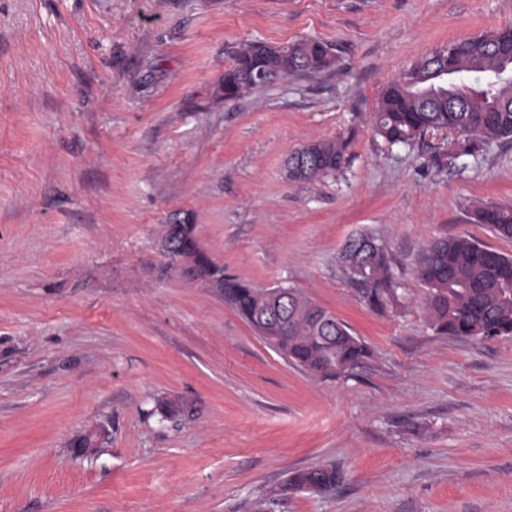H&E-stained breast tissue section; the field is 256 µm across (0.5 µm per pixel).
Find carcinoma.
<instances>
[{"mask_svg": "<svg viewBox=\"0 0 512 512\" xmlns=\"http://www.w3.org/2000/svg\"><path fill=\"white\" fill-rule=\"evenodd\" d=\"M448 65L454 76L448 83L425 79L433 57H425L383 90L372 124L377 135L390 145H410L431 130L454 136L452 149L434 155L432 164L441 168L457 157L474 156L483 145L512 138V80H495L512 65V28L493 30L451 44ZM336 56L320 41L303 39L282 46L265 42L243 45L219 86L226 101L241 97L260 86L250 74L264 75L268 82L290 75L322 72L333 68ZM351 136L307 144L295 153L297 165H287L288 179L308 182L342 170L348 162ZM474 219L499 237L512 239V207L486 205L474 210ZM369 239L376 245L356 265L349 248L342 255L344 271L367 305L384 312L402 306L393 260L382 242L360 233L348 242ZM178 251L194 257L197 271L209 278L219 295L247 323L261 304L262 290L224 275V265L199 246L196 225L181 224L177 230ZM512 257L501 254L466 236L434 241L420 256L418 276L427 286L424 302L431 327L448 336H511L512 290L505 278ZM284 303L289 318L287 331L274 338L262 334L267 344L287 360L315 376L337 379L372 356L370 348L349 331L335 315L310 301L297 289ZM336 471L313 467L294 474L290 481L327 490L336 484Z\"/></svg>", "mask_w": 512, "mask_h": 512, "instance_id": "obj_1", "label": "carcinoma"}]
</instances>
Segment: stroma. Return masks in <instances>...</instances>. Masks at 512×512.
<instances>
[{
    "instance_id": "stroma-1",
    "label": "stroma",
    "mask_w": 512,
    "mask_h": 512,
    "mask_svg": "<svg viewBox=\"0 0 512 512\" xmlns=\"http://www.w3.org/2000/svg\"><path fill=\"white\" fill-rule=\"evenodd\" d=\"M506 25L512 0H0V512H512V336L437 334L417 272L451 235L512 257L473 219L512 206V140L438 168L444 133L392 147L371 122L418 60ZM301 39L334 68L218 97L242 43ZM340 134L342 172L288 180ZM176 212L227 274L298 288L371 357L313 377L157 277ZM360 233L387 245L399 311L344 276ZM315 466L336 485L279 495Z\"/></svg>"
}]
</instances>
